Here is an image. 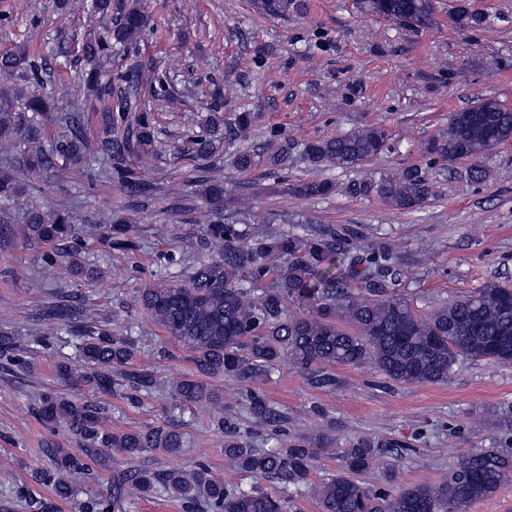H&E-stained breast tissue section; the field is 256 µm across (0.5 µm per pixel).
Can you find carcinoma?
<instances>
[{"instance_id": "carcinoma-1", "label": "carcinoma", "mask_w": 512, "mask_h": 512, "mask_svg": "<svg viewBox=\"0 0 512 512\" xmlns=\"http://www.w3.org/2000/svg\"><path fill=\"white\" fill-rule=\"evenodd\" d=\"M360 12L410 25L425 27L432 21L433 0H357ZM91 8L107 21L104 35L85 39L77 48L73 65L83 70L86 99L100 104L103 137L95 152L110 163L109 177L136 203L152 198L151 187L136 175L134 164L157 151L152 109L171 101L168 78L143 76L133 61L115 77L100 72L101 60L116 50L137 45L150 26L142 0H91ZM47 63L24 50L0 54V76L26 84H40ZM52 119L48 99L32 93L23 100L0 89V145L14 153V164L0 171V248L14 243L17 231L25 241L43 246L47 266L65 264L75 279L92 281L103 274L82 256V239L64 208L29 206L23 224H14L11 206L22 192L35 191L28 176L52 172L59 179L71 168L87 163L90 141L82 112L58 116L66 127L55 144L45 146L46 122ZM252 116L240 112L233 123L224 122L219 104L191 133L192 151L201 161L196 182L200 196L210 206L211 220L201 228L202 249L214 256L199 261L176 280L166 272L139 289L145 315L171 339L194 354L192 375L171 389L172 410L182 411L202 401L222 404L212 380L224 377L253 384L269 378L280 364L304 373L317 388L336 387L332 369L373 364L396 383H444L466 361L492 360L512 363V288L489 282L476 291L419 314L399 294V270L391 248L371 251L356 260L341 248V235L332 224H311L306 238L290 232L250 234L224 216V184L210 176L213 163L224 155V140H234L249 129ZM122 127L123 134L112 136ZM512 139V110L497 100L481 97L469 108L448 116V133L428 143L426 152L452 163L472 161L469 177L480 183L487 177L485 161L491 150ZM386 140L384 130L368 126L335 137L311 140L303 153L314 167L351 168L377 156ZM332 190L324 180L287 183L284 191L299 198L325 196ZM345 192L353 198L374 196L386 205L412 211L433 196V185L421 169H406L398 178L381 174L349 182ZM103 241L127 255L137 252L139 241L127 224L110 229ZM358 276L362 291L350 289L349 278ZM314 308L307 316L288 314V302ZM88 299L79 293L55 296L37 305L32 334L25 347L9 331L0 330V368L31 369L25 354L48 348L65 339L73 352L55 366L64 381L84 383L101 393L117 385L112 372L119 370L122 385L142 394L157 391L155 378L134 370L120 371L137 348L131 335L112 333L114 319L89 321ZM249 412L258 425L284 419L263 396L251 390ZM46 424L61 427L87 451L107 448L125 457L162 449L179 455L186 439L179 425L165 422L145 429L114 431L109 413L100 402L69 399L46 390L34 407ZM214 429L222 436L224 456L252 476L278 479L293 487L284 497L258 490H243L211 474L198 462L144 469L119 478L112 495L88 493L79 512H116L127 496L168 498L184 512H292L293 499L310 494L319 512H464L465 507L492 496L512 479V452L486 448L468 453L448 471L440 485L395 486L373 490L355 478L370 468L380 449L359 441L343 450L339 471L318 485L310 484L320 449L310 444L291 448H254L253 431H241L231 415L218 412ZM50 465L35 470L34 481L52 489L60 499L74 495L71 476L84 469L82 459L56 444L46 449Z\"/></svg>"}]
</instances>
